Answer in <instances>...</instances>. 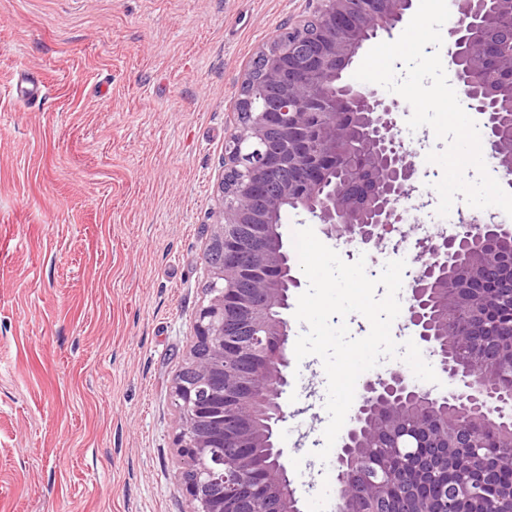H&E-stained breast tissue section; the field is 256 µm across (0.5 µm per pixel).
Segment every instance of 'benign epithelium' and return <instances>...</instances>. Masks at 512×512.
<instances>
[{"label":"benign epithelium","mask_w":512,"mask_h":512,"mask_svg":"<svg viewBox=\"0 0 512 512\" xmlns=\"http://www.w3.org/2000/svg\"><path fill=\"white\" fill-rule=\"evenodd\" d=\"M321 18L305 40L306 21L259 52L258 74L247 72L238 98L239 130L224 145V178L216 224L224 265L209 269L211 288L195 322L210 355L191 359V378L175 382L182 416L176 445L180 486L190 512H240L241 464L260 462L262 495L252 512H300L277 429L285 419L289 385L286 318L291 289L300 287L280 232L281 214L303 210L329 239L383 249L384 230L402 221L411 199L415 164L394 132L402 111L394 98L338 83L363 42L397 26L413 0H311ZM455 74L467 108L480 116L492 156L512 174V137L501 113L512 112V27L478 37L475 21L488 7L512 20V0H453ZM496 76L487 88L485 75ZM428 256L408 284L409 322L417 341L456 384L435 394L400 370L367 379L336 448V512H352L357 491L348 480L356 455L414 424L432 452L403 454L383 482L371 485L375 502L396 490L439 481L448 512L463 501L496 512L512 501V483L496 480L492 458L477 433L491 430L499 447H512V386L498 382V363L512 357V341L494 334L490 302L512 288V226L478 217L453 235L423 246ZM234 413L224 430L233 456L209 453L205 423Z\"/></svg>","instance_id":"obj_1"}]
</instances>
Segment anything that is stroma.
Instances as JSON below:
<instances>
[{
	"label": "stroma",
	"instance_id": "35a3bbf8",
	"mask_svg": "<svg viewBox=\"0 0 512 512\" xmlns=\"http://www.w3.org/2000/svg\"><path fill=\"white\" fill-rule=\"evenodd\" d=\"M307 0H0V512H190L174 383L195 342L224 142L257 52ZM24 70L49 92L22 107ZM420 220H440L430 127ZM279 426L301 512H336L317 456L327 377L289 364Z\"/></svg>",
	"mask_w": 512,
	"mask_h": 512
}]
</instances>
